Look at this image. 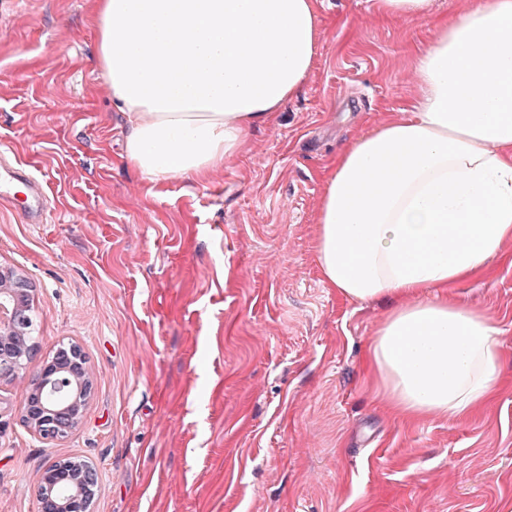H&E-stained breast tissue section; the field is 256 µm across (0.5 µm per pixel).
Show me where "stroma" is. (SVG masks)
<instances>
[{
  "label": "stroma",
  "mask_w": 512,
  "mask_h": 512,
  "mask_svg": "<svg viewBox=\"0 0 512 512\" xmlns=\"http://www.w3.org/2000/svg\"><path fill=\"white\" fill-rule=\"evenodd\" d=\"M312 70L206 183L146 179L98 66L89 0H0V151L45 184L43 224L0 201V264L35 287L40 355L80 343L95 392L65 440L0 385V512H37L47 464L92 461L93 512H512V264L455 288L504 359L468 419L391 413L364 368L387 299L317 268L327 159L420 97L419 21L320 0Z\"/></svg>",
  "instance_id": "1"
}]
</instances>
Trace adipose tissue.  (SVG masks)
<instances>
[{"label":"adipose tissue","instance_id":"1","mask_svg":"<svg viewBox=\"0 0 512 512\" xmlns=\"http://www.w3.org/2000/svg\"><path fill=\"white\" fill-rule=\"evenodd\" d=\"M319 0H91L97 58L129 120L125 158L152 181L206 182L302 89ZM431 33L414 56L411 115L331 156L316 214L325 287L391 298L366 357L406 416L463 419L499 389V329L444 293L512 241V0H374ZM438 289L426 299L425 289Z\"/></svg>","mask_w":512,"mask_h":512}]
</instances>
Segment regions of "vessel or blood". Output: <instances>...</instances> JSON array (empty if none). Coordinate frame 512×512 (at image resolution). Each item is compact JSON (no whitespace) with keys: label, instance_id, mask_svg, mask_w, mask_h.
<instances>
[{"label":"vessel or blood","instance_id":"b4317fda","mask_svg":"<svg viewBox=\"0 0 512 512\" xmlns=\"http://www.w3.org/2000/svg\"><path fill=\"white\" fill-rule=\"evenodd\" d=\"M0 198L17 201L24 223H42L48 211L43 185L30 174L23 162L0 154Z\"/></svg>","mask_w":512,"mask_h":512}]
</instances>
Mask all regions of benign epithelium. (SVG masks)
<instances>
[{"label":"benign epithelium","mask_w":512,"mask_h":512,"mask_svg":"<svg viewBox=\"0 0 512 512\" xmlns=\"http://www.w3.org/2000/svg\"><path fill=\"white\" fill-rule=\"evenodd\" d=\"M30 280L0 266V383L14 380L38 353ZM95 391L83 347L61 345L25 390L23 421L45 442L67 438L80 424ZM99 488L97 468L85 459L51 463L35 492L37 512H91Z\"/></svg>","instance_id":"benign-epithelium-1"}]
</instances>
